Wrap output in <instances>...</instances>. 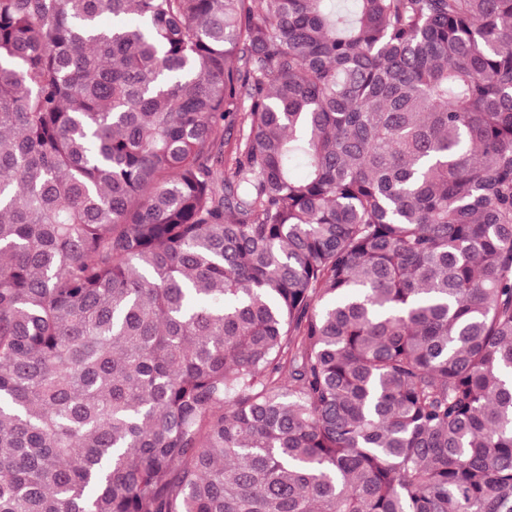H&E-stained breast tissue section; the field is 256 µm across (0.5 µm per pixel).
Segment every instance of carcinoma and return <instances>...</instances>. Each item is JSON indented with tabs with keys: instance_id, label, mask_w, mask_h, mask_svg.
<instances>
[{
	"instance_id": "cac0c4a2",
	"label": "carcinoma",
	"mask_w": 512,
	"mask_h": 512,
	"mask_svg": "<svg viewBox=\"0 0 512 512\" xmlns=\"http://www.w3.org/2000/svg\"><path fill=\"white\" fill-rule=\"evenodd\" d=\"M506 373L512 0H0V512H512Z\"/></svg>"
}]
</instances>
